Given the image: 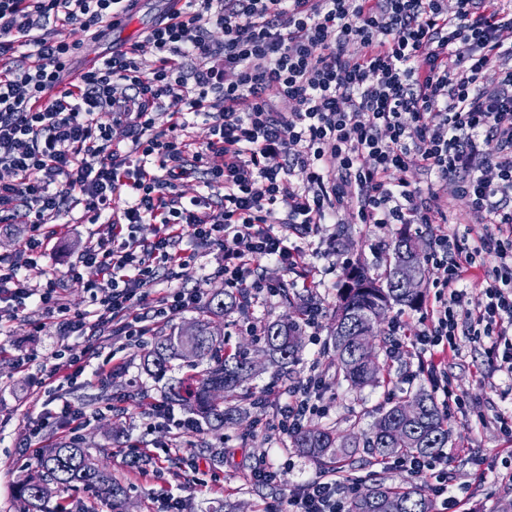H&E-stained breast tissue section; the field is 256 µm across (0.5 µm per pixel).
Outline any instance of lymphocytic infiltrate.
Instances as JSON below:
<instances>
[{
	"instance_id": "1",
	"label": "lymphocytic infiltrate",
	"mask_w": 512,
	"mask_h": 512,
	"mask_svg": "<svg viewBox=\"0 0 512 512\" xmlns=\"http://www.w3.org/2000/svg\"><path fill=\"white\" fill-rule=\"evenodd\" d=\"M137 4L0 0V223L25 227L16 258L0 259V319L31 302L63 335L109 329L141 344L156 323L199 301L173 283L188 264L183 243L222 246L217 276L230 293L257 300L275 287L255 274V259L296 268L301 240L352 208L361 224L430 230L435 290L420 303V329L395 323L390 352L415 349L435 371L460 336L485 339L497 371L512 379V41L502 36L512 30V0H455L450 9L443 0H184L140 41L75 69L81 43L60 29L99 38ZM147 49L156 55L148 71L138 61ZM198 124L208 131L190 142ZM116 126L129 148L114 143ZM414 167L469 198L482 224L478 245L448 228L439 196L408 179ZM192 181L203 193H182ZM217 185L224 193L210 200L205 191ZM73 213L111 228L67 271L83 281L81 267L99 269L100 280L84 281L87 310L65 302L55 274L35 286L20 273ZM145 224L156 225L153 238L141 236ZM484 253L497 263L482 272ZM162 277L170 285L152 298ZM98 356L88 346L55 351L43 366L45 392ZM325 390L310 373L261 432L290 436L324 416ZM84 422L62 402L26 423L27 444L37 446L51 423L76 437ZM402 463L454 512L444 454ZM356 487L339 471L319 476L283 512H347Z\"/></svg>"
}]
</instances>
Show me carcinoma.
Listing matches in <instances>:
<instances>
[{
	"instance_id": "cac0c4a2",
	"label": "carcinoma",
	"mask_w": 512,
	"mask_h": 512,
	"mask_svg": "<svg viewBox=\"0 0 512 512\" xmlns=\"http://www.w3.org/2000/svg\"><path fill=\"white\" fill-rule=\"evenodd\" d=\"M404 263L411 265L420 278L426 277L422 254L408 234L395 239L382 272L372 273L366 266L357 264L338 289L329 332L336 377L355 387L379 380L380 368L368 367L369 358L363 355L361 341L368 335L385 341L376 330L380 313L395 306L414 310L422 300L423 291L413 292L402 286ZM236 302L235 298L226 303L219 295L212 296L204 315L176 332L158 337L143 355L145 371L161 381L174 369V362L184 360L186 348L194 349L195 363L189 365L190 373L166 382V402L191 411L213 430L234 424L247 414L245 385L254 375L252 359L245 352L225 348L224 338L213 326V318L224 316L229 305ZM300 330L298 322L286 317L264 325L261 352L276 367L275 384L286 385L293 380L290 366L297 361L295 336ZM410 402L421 405L413 419L402 414V407ZM449 436L446 415L432 395L419 390L382 412L371 432L363 434V444L373 462L380 464L395 456L437 453L448 445ZM291 443L325 473L350 465L349 446L338 441L329 427L305 428L291 437ZM47 484L62 490L91 488L101 501L112 507V512H122L124 485L78 442L57 443L40 461L35 473L16 486L25 512H53L49 495L43 491ZM348 512H433V506L421 487H387L374 483L352 497Z\"/></svg>"
}]
</instances>
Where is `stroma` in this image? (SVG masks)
<instances>
[{"instance_id": "stroma-1", "label": "stroma", "mask_w": 512, "mask_h": 512, "mask_svg": "<svg viewBox=\"0 0 512 512\" xmlns=\"http://www.w3.org/2000/svg\"><path fill=\"white\" fill-rule=\"evenodd\" d=\"M168 4L166 0H141L139 12L122 27L111 30L98 40L82 38L80 31L70 36L81 39L78 65L90 67L99 62L112 44L129 45L139 40L142 32L160 21ZM407 231L421 249H428L429 237L420 225L359 224L351 210L341 211L335 223L325 226L321 236L313 238L316 255L304 266L284 271L259 259L254 263L258 273L276 287L287 289V296H274L234 305L219 324L230 345L248 349L259 371L250 381L252 392H260L271 380L273 368L262 357L258 338L250 323L267 322L286 315H296V307L287 305V298L313 295L322 308L318 331L303 329L298 360L293 370L296 377L309 374L318 366L328 382L326 400L330 406L324 425L336 429L339 435L370 431L383 409L417 390L434 392L431 374L423 368L416 352L409 351L396 358L386 349L376 348L379 365L387 374L376 386L354 388L336 380L333 354L325 347L328 327L336 305V294L351 263L360 261L370 269L383 267L393 242L400 231ZM103 224H70L65 234L55 237L47 246L46 255L37 266L25 268L24 276L31 283L44 279L46 271L65 275L76 262L86 243L104 237ZM196 257L182 271V285L198 289L201 303L159 323L156 335L169 333L176 327L198 318L202 305L213 294L223 292L224 282L216 278L215 269L224 263V250L218 246H199ZM91 345L100 356L92 360L91 370L77 382H61L56 395L59 399L81 408L88 421L78 433L82 446L90 449L100 463L110 470L126 488L123 512H159L163 501L178 499L187 512H264L268 503L294 493L305 481L318 476L316 464L297 449L287 448L283 437L256 433L257 422L275 419L277 400L270 399L249 405L248 415L241 422L214 432L203 429L199 434L177 436L160 427H148L141 397L160 400L164 387L149 377L143 369L141 347L122 344L120 338L107 334L61 336L55 331L42 309L27 305L18 317L0 325V512H22L23 505L15 493V485L33 471L38 461L25 448L23 427L28 418L37 416L41 404L35 403L34 393L42 377V363L52 351L67 345ZM121 348L122 366L108 385H101L94 374L103 364V355ZM19 354L29 355L25 366L15 364ZM448 380L454 392L470 405L471 415H463L456 406L448 408L451 429L447 447L449 487L458 499L461 512H493L498 500L512 498V481L505 479L504 463L512 458V441L502 437L496 428L499 414L512 411L511 381L496 372L482 344L461 338L457 355L448 359ZM137 441L151 453H168L163 471L152 466L129 467L124 459L123 444ZM223 455V463H215V455ZM194 456L201 471L218 472V486L204 489L196 485L186 458ZM278 484H257L249 472L257 466L282 464ZM351 476L360 486L372 479L407 487L420 484L421 479L405 467L385 469L374 465L364 450L353 457Z\"/></svg>"}]
</instances>
